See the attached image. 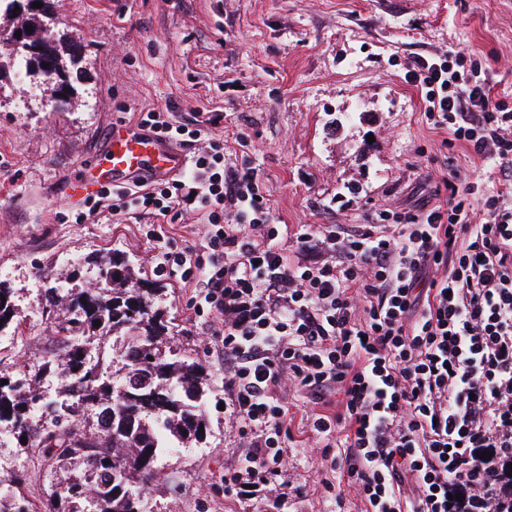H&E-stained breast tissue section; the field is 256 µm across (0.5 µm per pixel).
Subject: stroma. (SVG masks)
I'll use <instances>...</instances> for the list:
<instances>
[{"mask_svg": "<svg viewBox=\"0 0 512 512\" xmlns=\"http://www.w3.org/2000/svg\"><path fill=\"white\" fill-rule=\"evenodd\" d=\"M60 31L80 41L72 70L71 106L56 111L51 94L30 78L0 79V283L11 291L20 323L0 341V370L30 364L54 342L38 319L45 300L39 271L72 269L91 258L123 253L141 281L159 288L178 327L177 346L193 350L217 390L201 447L176 449L166 477L146 496L147 512H268L264 501L241 505L224 496V472L246 454L237 427L219 405L224 369L212 353L205 318L195 316V286L177 268L156 269L154 249L202 252L205 229L187 210L168 223L142 211L86 224L59 214L83 210L65 183L102 147L115 123L170 110L181 120L220 112L224 163L258 168L278 223L369 221L381 199L410 207L421 175L441 177L449 165L472 168L462 147L432 129L405 64L461 50L486 65L495 95L512 104V0H53ZM247 139L240 149L239 139ZM162 228V242L147 232ZM293 403L288 470L275 484L280 512H364L359 499L336 503L322 478L339 482L322 445L308 441L310 410ZM25 467L23 492L48 512L57 475L40 459L0 443V481Z\"/></svg>", "mask_w": 512, "mask_h": 512, "instance_id": "obj_1", "label": "stroma"}]
</instances>
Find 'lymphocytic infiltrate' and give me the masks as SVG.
Instances as JSON below:
<instances>
[{"mask_svg":"<svg viewBox=\"0 0 512 512\" xmlns=\"http://www.w3.org/2000/svg\"><path fill=\"white\" fill-rule=\"evenodd\" d=\"M405 77L449 145L498 170L502 189L483 194L481 175L452 170L442 203L378 204L373 223L304 224L288 239L256 168L225 167L220 114L177 121L153 109L138 127L190 149L187 169L138 191L101 188L75 217H203L206 256L167 261L196 285L195 315L216 321L248 448L224 472L237 503L280 501L271 478L293 438V389L317 406L309 430L335 443L330 466L366 512L512 507V108L458 51L412 58Z\"/></svg>","mask_w":512,"mask_h":512,"instance_id":"1","label":"lymphocytic infiltrate"}]
</instances>
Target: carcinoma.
Returning a JSON list of instances; mask_svg holds the SVG:
<instances>
[{
	"instance_id": "obj_1",
	"label": "carcinoma",
	"mask_w": 512,
	"mask_h": 512,
	"mask_svg": "<svg viewBox=\"0 0 512 512\" xmlns=\"http://www.w3.org/2000/svg\"><path fill=\"white\" fill-rule=\"evenodd\" d=\"M45 63L65 69L74 60L60 42L45 45L42 59L25 60L41 74ZM80 269L112 287L61 288L54 273L39 274L55 282L41 292L64 346L32 366L0 371V429L61 476L50 512H144V490L169 450L207 436L211 377L174 347L177 330L156 303L159 289L141 286L127 260L114 254ZM16 317L10 290L0 287V332ZM51 377L60 384L47 395L39 385ZM24 481L25 469L14 470L0 512H36L20 490Z\"/></svg>"
}]
</instances>
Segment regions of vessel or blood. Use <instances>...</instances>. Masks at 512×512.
<instances>
[{
	"instance_id": "obj_1",
	"label": "vessel or blood",
	"mask_w": 512,
	"mask_h": 512,
	"mask_svg": "<svg viewBox=\"0 0 512 512\" xmlns=\"http://www.w3.org/2000/svg\"><path fill=\"white\" fill-rule=\"evenodd\" d=\"M188 161L184 149L141 129L117 123L108 131L103 159L84 164L80 178L70 189L78 192L96 185L116 187L130 181L146 182L182 173Z\"/></svg>"
}]
</instances>
